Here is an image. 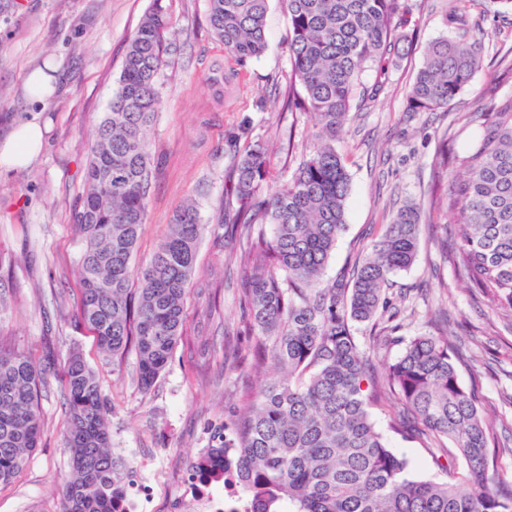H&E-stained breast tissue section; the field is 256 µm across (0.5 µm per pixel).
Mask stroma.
I'll list each match as a JSON object with an SVG mask.
<instances>
[{
	"label": "stroma",
	"instance_id": "obj_1",
	"mask_svg": "<svg viewBox=\"0 0 512 512\" xmlns=\"http://www.w3.org/2000/svg\"><path fill=\"white\" fill-rule=\"evenodd\" d=\"M410 14L394 26L406 53L388 66L385 92L368 110L351 112L337 149L351 176L346 226L323 273L340 277L367 254L389 223L395 207L416 203L433 212L413 266L399 273L389 291L399 307L398 343L375 358L378 375L403 353L404 341L445 329L459 350L455 364L462 386L476 394L487 424L512 421V330L503 312L458 283L440 239L454 215L431 211L432 161L440 141L448 152L465 155L478 139V125H464L462 113L490 94L512 93L497 61L512 58V12L481 19L482 68L444 112L407 111L406 94L429 44L453 36L446 13L451 0H409ZM171 63L163 82V104L151 131L161 158L154 173L147 220L138 241L137 262L148 261L169 231L175 210L197 201L206 226L186 299V323L172 360L150 390L137 380L134 354H102L93 335L75 325L80 298L81 242L74 216L85 186L90 143L107 112L128 40L150 0H0V146L22 123L42 127L43 147L24 167H0V268L16 287L14 301L0 320V347L40 359L46 337L56 339L57 367L41 387L42 434L38 448L15 479L0 485V512H61L69 473L61 448L66 416L62 360L80 347L94 369L110 409L112 452L122 464L125 483L150 485V512H174L184 494L193 462L210 442L228 408L226 391L245 399L276 370L257 377L250 368V337L242 333L238 293L244 273L225 267L224 228L218 218L233 187L229 146L243 123L253 137L270 142L269 170L285 182L299 156L289 144L312 147L316 126L310 115L283 109L271 84L290 69V19L282 0H271L266 19L268 48L240 70L231 89L214 85L223 75L225 54L208 23V0H169ZM55 66L57 93L38 101L30 73ZM239 354L237 367L224 370V347ZM395 407L374 414L377 429L395 453L406 458L411 475L445 479L462 470L461 460L439 469L434 455L417 439L395 433Z\"/></svg>",
	"mask_w": 512,
	"mask_h": 512
}]
</instances>
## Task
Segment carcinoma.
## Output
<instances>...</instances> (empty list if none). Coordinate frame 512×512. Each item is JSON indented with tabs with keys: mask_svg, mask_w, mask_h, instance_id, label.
I'll return each instance as SVG.
<instances>
[{
	"mask_svg": "<svg viewBox=\"0 0 512 512\" xmlns=\"http://www.w3.org/2000/svg\"><path fill=\"white\" fill-rule=\"evenodd\" d=\"M270 0H208V20L224 46V79L266 49ZM448 26L462 38L432 43L408 90L410 112L450 106L481 66L482 44L472 35L473 0H456ZM291 23L285 86L288 102L316 121L317 144L292 176L273 185L267 148L242 127L234 145L231 200L220 217L238 243L235 262L245 277L239 300L252 339V369L272 365L284 378L265 385L243 406L229 404L208 450L194 463L220 478L230 475L257 502L256 512H512V492L490 487L488 428L474 395L460 384L448 336H414L379 381L371 351L354 336L372 324L373 349L397 340L401 310L386 291L415 262L421 208L393 215L351 277L332 285L323 269L346 224L350 174L336 137L345 123L359 75L370 65L381 79L362 93L373 102L385 90L389 56L401 54L392 26L406 0H283ZM170 13L152 0L126 45L108 111L91 142L85 192L76 213L81 254L80 324L98 349L114 357L132 350L141 388L151 389L173 357L185 324V303L206 229L197 205L175 211L166 237L146 263L137 245L159 157L151 129L161 108L170 59ZM480 139L464 156L465 176L449 181L443 204L453 212L456 276L512 313V94L469 113ZM272 227L266 234L265 225ZM42 362L0 348V484L11 482L39 446ZM69 457L63 512H116L124 491L112 456L108 408L83 354L63 365ZM400 406L391 428L461 458L466 473L438 482L408 473L389 448L372 409Z\"/></svg>",
	"mask_w": 512,
	"mask_h": 512,
	"instance_id": "1",
	"label": "carcinoma"
}]
</instances>
